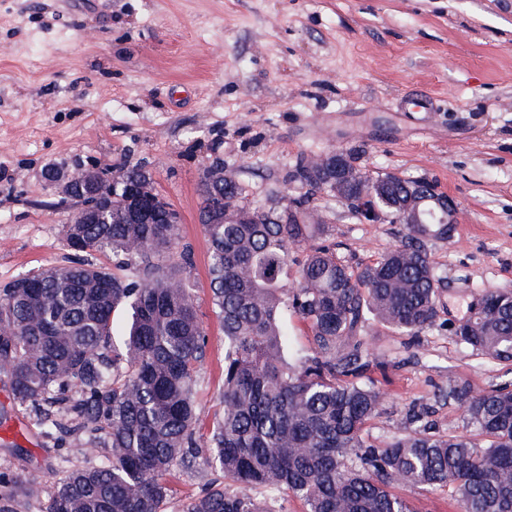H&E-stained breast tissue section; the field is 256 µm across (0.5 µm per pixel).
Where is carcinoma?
I'll use <instances>...</instances> for the list:
<instances>
[{"instance_id": "obj_1", "label": "carcinoma", "mask_w": 512, "mask_h": 512, "mask_svg": "<svg viewBox=\"0 0 512 512\" xmlns=\"http://www.w3.org/2000/svg\"><path fill=\"white\" fill-rule=\"evenodd\" d=\"M343 172L361 178L344 197L359 213V191L372 178L357 153L340 151ZM123 176L148 181L135 165ZM291 182L309 192L280 207H250L235 179H201L199 211L207 245L212 301L224 328V414L206 447L224 479L182 512H273L258 492L287 491L305 512H411L394 486L448 487L456 512H512V390L473 395L448 379L441 398L464 408L461 432L442 433L409 411L405 431L382 446L365 428L385 394L362 380L370 353L358 333L370 313L416 336L439 313V278L427 238L454 225L409 224L398 244L354 272L330 246L309 240L328 231L315 217L312 193L332 191L336 156L297 162ZM435 183L393 175L385 194L367 203L395 212L410 196L434 198ZM223 222H210L213 196ZM127 197L112 190L109 221L65 224L68 264L38 270L0 287V373L9 398L30 408L46 438H99L112 461L75 467L56 484L44 512H163L166 477L195 459L197 369L206 355L189 274L194 249L160 208L148 224L123 218ZM305 258L286 287L292 252ZM112 256L113 269L88 262ZM122 274L115 273V270ZM288 307L312 336V353L285 359L281 321ZM461 344L493 361H512V291H485L454 328Z\"/></svg>"}]
</instances>
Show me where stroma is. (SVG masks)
<instances>
[{
    "label": "stroma",
    "instance_id": "1",
    "mask_svg": "<svg viewBox=\"0 0 512 512\" xmlns=\"http://www.w3.org/2000/svg\"><path fill=\"white\" fill-rule=\"evenodd\" d=\"M337 148L357 150L366 171L432 180L458 203L448 238L428 242L444 283L436 325L405 336L372 320L360 337L386 393L366 427L375 444L402 433L414 405L437 429L460 428V407L437 399L449 379L475 394L512 388V363L453 334L476 292L512 290V0H0V286L72 256L46 168L146 165L195 252L207 340L198 443L224 411L203 170L220 155L250 204L267 207L303 193L288 180L299 159ZM313 204L356 270L406 232L353 217L325 190ZM111 457L83 440L52 450L0 384V473L24 486L9 512H43L63 471ZM221 479L200 461L177 470L164 512Z\"/></svg>",
    "mask_w": 512,
    "mask_h": 512
}]
</instances>
